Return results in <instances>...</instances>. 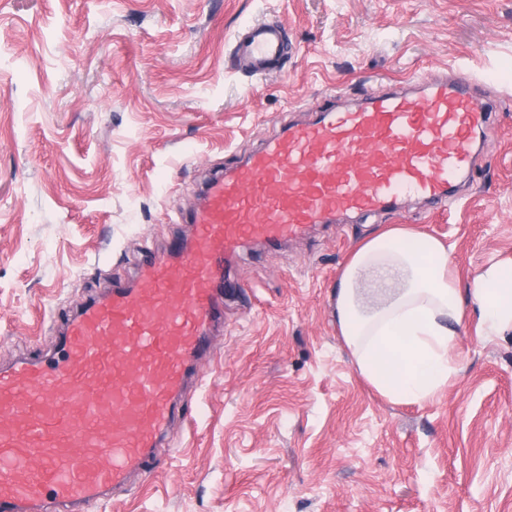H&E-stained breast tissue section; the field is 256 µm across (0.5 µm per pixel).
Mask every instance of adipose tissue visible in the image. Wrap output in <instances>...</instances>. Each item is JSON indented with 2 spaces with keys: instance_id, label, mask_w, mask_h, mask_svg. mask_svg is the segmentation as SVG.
<instances>
[{
  "instance_id": "ef3b65f1",
  "label": "adipose tissue",
  "mask_w": 512,
  "mask_h": 512,
  "mask_svg": "<svg viewBox=\"0 0 512 512\" xmlns=\"http://www.w3.org/2000/svg\"><path fill=\"white\" fill-rule=\"evenodd\" d=\"M490 334L512 330V261L476 273L461 290L437 238L393 229L367 239L346 263L334 313L361 376L395 404H421L455 373L467 311Z\"/></svg>"
}]
</instances>
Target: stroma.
<instances>
[{"label":"stroma","mask_w":512,"mask_h":512,"mask_svg":"<svg viewBox=\"0 0 512 512\" xmlns=\"http://www.w3.org/2000/svg\"><path fill=\"white\" fill-rule=\"evenodd\" d=\"M292 46L233 69L253 20ZM464 76L492 108L452 203L245 246L163 464L93 512H512V332L468 316L458 370L422 404L360 375L332 313L349 257L406 227L442 240L461 288L512 260V0H0V365L51 351L126 276L193 184L295 110Z\"/></svg>","instance_id":"1"}]
</instances>
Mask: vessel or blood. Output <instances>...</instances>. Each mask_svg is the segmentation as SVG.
Segmentation results:
<instances>
[{
    "label": "vessel or blood",
    "instance_id": "vessel-or-blood-1",
    "mask_svg": "<svg viewBox=\"0 0 512 512\" xmlns=\"http://www.w3.org/2000/svg\"><path fill=\"white\" fill-rule=\"evenodd\" d=\"M286 48L282 24L264 18L235 52L262 78ZM488 112L463 76L383 93L291 124L208 179L175 214L190 238L144 250L130 278L73 310L52 356L0 367V512H78L154 469L244 245L272 247L406 197L441 199L470 166Z\"/></svg>",
    "mask_w": 512,
    "mask_h": 512
}]
</instances>
